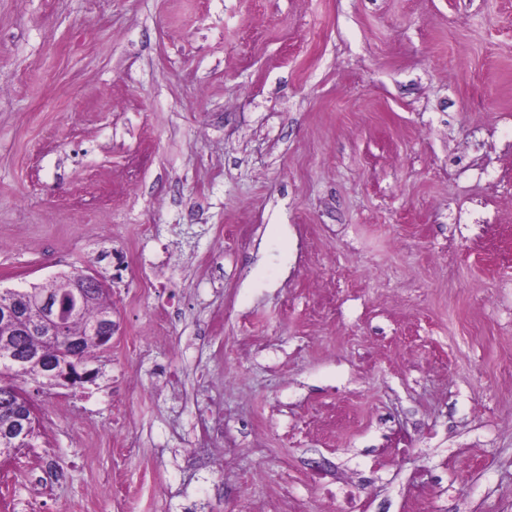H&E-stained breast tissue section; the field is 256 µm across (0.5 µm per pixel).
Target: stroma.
<instances>
[{
  "mask_svg": "<svg viewBox=\"0 0 512 512\" xmlns=\"http://www.w3.org/2000/svg\"><path fill=\"white\" fill-rule=\"evenodd\" d=\"M77 269L0 512H512V0H0V289Z\"/></svg>",
  "mask_w": 512,
  "mask_h": 512,
  "instance_id": "35a3bbf8",
  "label": "stroma"
}]
</instances>
